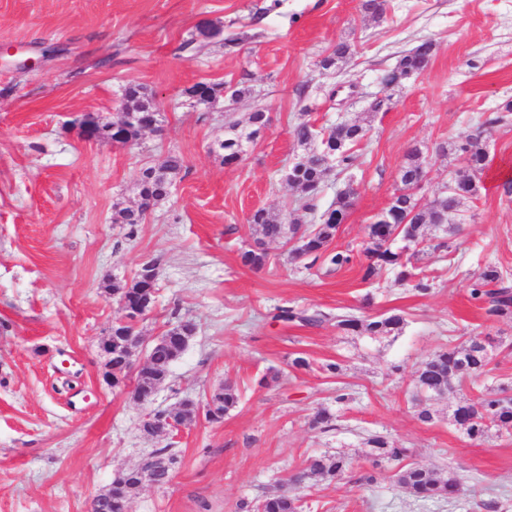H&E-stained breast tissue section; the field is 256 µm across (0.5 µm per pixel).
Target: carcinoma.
I'll use <instances>...</instances> for the list:
<instances>
[{
  "label": "carcinoma",
  "mask_w": 512,
  "mask_h": 512,
  "mask_svg": "<svg viewBox=\"0 0 512 512\" xmlns=\"http://www.w3.org/2000/svg\"><path fill=\"white\" fill-rule=\"evenodd\" d=\"M387 0H362L361 9L375 20L383 19L386 12ZM350 54V45L339 43L333 54L322 61V67L329 69L344 61ZM432 54V44L420 43L407 53L403 54L397 65L382 73L379 83L386 86L393 81L396 75H419L425 70ZM124 111L135 112L141 117H150L155 114L153 107L145 102L140 91L129 87L125 91ZM263 126V113L254 112L250 116V126L247 130H238L230 126V132L224 135L220 148L224 150V162L230 163L238 158L241 148L246 140L256 138ZM292 135L295 142L304 149V153L297 159L295 166L300 168V175L294 188L302 198L311 201L319 192L320 185L325 177L326 168L322 159L313 146L318 137L314 126L302 121L293 127ZM367 135V129L357 123L338 124L331 129L324 138L336 144V169L342 173L351 169L355 162L352 152L353 146L362 142ZM457 152L465 156L466 172L469 173V185L466 195L458 197L455 194L443 191L430 202L429 206L414 217L412 235L416 243L425 239L426 228L431 215L437 212L454 210L460 211L462 201L478 195L480 186L477 182L478 174L488 163V153L480 143V136L470 135L454 145ZM420 150L413 148L407 155L406 165L403 166V178L414 179L420 170ZM184 159L178 154H170L159 170L147 168L142 173L140 181V197L155 204L169 196L171 176L181 171ZM351 207V197L346 193L336 195V201L324 212L327 219L319 224H312L306 229L308 234L307 254L318 256L322 254L329 242L333 239L338 228L337 220L345 217ZM254 224V247L241 254L244 265L255 269L263 267L267 260L266 244L271 241L285 239L289 227L278 219L270 216L266 211L259 210L252 215ZM369 263L364 270L363 279L370 280L377 271L388 266L396 271L398 281L403 283L414 282V288L420 292L429 290V284L424 279H416V274L409 269L408 264L416 256L412 252H396L390 248L377 251L366 246L364 249ZM112 292H117L134 304L147 293L144 282L136 280L129 290L124 291L118 284H112ZM470 295L473 299L486 304V313L497 318H512V287L505 284V280L497 267L488 264L479 273L471 285ZM283 321H298L306 325H314L322 320V314L308 313L306 310H296L292 307L283 308L278 315ZM336 325L344 331H352L367 336H388L402 329L403 318L400 315H390L385 318L360 319L350 315L336 316ZM195 330L190 322L181 323L167 332L170 339L155 342L149 346L147 357L149 366L138 376L137 395H146L160 385L168 373L172 363L180 356L182 348L176 337L184 336ZM501 342L488 337L472 336L467 343L435 352L431 357L421 363L417 370V393L427 397H438L448 393L453 388L455 380L468 375L480 376L487 372L494 351ZM129 353L121 350H112V376L113 380L125 382L128 377L127 366ZM239 403V395L233 385L226 383L212 396V406L205 409V419L217 422L224 418L231 409ZM199 413L194 401L185 400L180 403V409L175 413L178 423L184 424L193 421ZM453 421L463 429L471 440H484L494 427H512V397H500L487 392L473 398H466L456 405L452 412ZM367 456L373 465L379 466L384 462H401L407 456L408 450L397 448L390 444L388 439L381 435H372L367 438ZM351 469V459L340 452L323 454L307 460L304 474L319 476L331 484L347 478ZM397 482L403 485L415 497L427 499H457L463 488L464 478L455 473L441 476L437 472L419 465L408 463L396 472ZM139 487L130 482L112 485L108 493L98 497L95 501L94 512H124L131 503L133 494ZM302 505L299 497L287 491L276 490L271 492L257 506V512H301Z\"/></svg>",
  "instance_id": "cac0c4a2"
}]
</instances>
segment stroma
<instances>
[{"instance_id":"stroma-1","label":"stroma","mask_w":512,"mask_h":512,"mask_svg":"<svg viewBox=\"0 0 512 512\" xmlns=\"http://www.w3.org/2000/svg\"><path fill=\"white\" fill-rule=\"evenodd\" d=\"M204 28L202 51L182 50ZM424 40L434 43L428 67L372 110L380 74ZM340 42L351 55L323 70ZM1 45L19 56L0 57V512H89L117 471L159 448L176 453V475L141 489L133 512H240L326 452L348 455L352 471L331 485L307 479L296 490L303 512H486L489 502L512 512V429L473 441L450 417L462 398L512 388V319L489 318L469 288L488 264L512 284V112L501 110L512 100V0H388L378 22L360 0H0ZM27 57L38 66L20 68ZM202 82L248 93L205 106L188 93ZM130 86L156 108L157 131L132 147L82 140L83 115L117 120ZM259 107L268 128L226 165L225 127L247 126ZM303 120L369 130L351 176L329 173L309 206L285 180L302 153L292 129ZM474 132L489 155L480 195L449 215L450 249L432 231L412 260L429 291L387 268L363 280L367 226L397 192L409 150H421L429 179L418 196L429 202L464 164L451 144ZM171 154L184 167L170 196L140 224L114 223L116 209L135 206L143 170ZM349 179L357 196L328 250L349 252L350 265L291 262L281 242L267 244L263 268L241 264L254 209L316 224ZM153 260L156 297L138 332L150 342L181 320L197 332L142 404L101 380L100 343L123 315L104 284L132 283ZM281 307L324 319L279 321ZM393 313L404 318L395 336L336 326L340 314ZM487 335L502 341L489 373L421 403L420 362ZM297 356L308 369L291 368ZM227 382L240 400L223 420L142 432L147 414L186 399L205 405ZM424 407L432 421L419 419ZM320 410L332 414L330 429L313 427ZM372 434L413 462L463 475L464 494L416 499L396 481L397 464L372 467ZM370 472L375 482L361 483Z\"/></svg>"}]
</instances>
